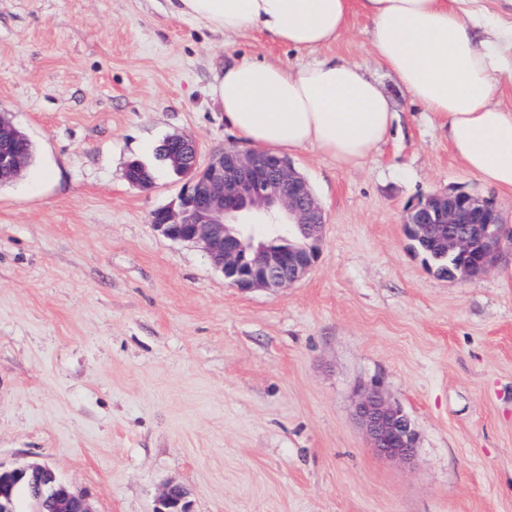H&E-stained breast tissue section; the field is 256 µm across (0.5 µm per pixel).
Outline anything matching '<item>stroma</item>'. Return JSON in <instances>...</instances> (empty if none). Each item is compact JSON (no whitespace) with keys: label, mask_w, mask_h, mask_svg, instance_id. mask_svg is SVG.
I'll return each instance as SVG.
<instances>
[{"label":"stroma","mask_w":512,"mask_h":512,"mask_svg":"<svg viewBox=\"0 0 512 512\" xmlns=\"http://www.w3.org/2000/svg\"><path fill=\"white\" fill-rule=\"evenodd\" d=\"M353 13L326 47L221 35L166 0H0V113L34 143L0 186V465L46 463L94 512H153L170 482L192 512H512V258L439 277L403 218L449 188L493 198L370 52ZM357 63L390 96L393 133L361 166L291 153L327 214L317 266L242 294L152 212L183 179L156 158L191 137L199 163L243 141L211 86L236 55ZM153 173L132 187L131 160ZM379 384L418 433L380 457L353 414Z\"/></svg>","instance_id":"1"}]
</instances>
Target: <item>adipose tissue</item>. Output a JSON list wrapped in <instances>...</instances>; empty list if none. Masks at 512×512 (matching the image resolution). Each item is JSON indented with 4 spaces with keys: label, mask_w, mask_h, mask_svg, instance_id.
<instances>
[{
    "label": "adipose tissue",
    "mask_w": 512,
    "mask_h": 512,
    "mask_svg": "<svg viewBox=\"0 0 512 512\" xmlns=\"http://www.w3.org/2000/svg\"><path fill=\"white\" fill-rule=\"evenodd\" d=\"M171 14L214 33L258 31L298 51L336 41L352 11L372 23L371 50L425 111L448 125V143L485 183L512 189V112L497 103L512 72L511 27H493L467 0H166ZM213 95L224 122L255 148L314 147L360 166L390 137V98L359 64L335 57L297 67L237 58Z\"/></svg>",
    "instance_id": "adipose-tissue-1"
}]
</instances>
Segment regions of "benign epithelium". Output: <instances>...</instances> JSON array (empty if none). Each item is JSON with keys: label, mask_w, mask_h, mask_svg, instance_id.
<instances>
[{"label": "benign epithelium", "mask_w": 512, "mask_h": 512, "mask_svg": "<svg viewBox=\"0 0 512 512\" xmlns=\"http://www.w3.org/2000/svg\"><path fill=\"white\" fill-rule=\"evenodd\" d=\"M170 143L173 148L161 160L184 172L186 185L177 206L151 214L156 231L202 248L226 284L242 293L284 289L308 275L320 257L326 216L307 179L288 160L258 149L229 147L201 166L192 138L175 135ZM27 167L25 137L10 121L1 120L0 181L17 177ZM404 224L406 230L423 234L434 224L448 225L435 250L448 258L473 255L468 279L481 277L505 251H512V244L506 243L512 226L500 208L466 191L449 189L419 199L407 209ZM257 226L295 231L309 246L272 250L255 240ZM354 414L380 456L402 463L414 460L418 434L412 421L379 387L359 395ZM21 482L47 512H93L83 493L44 464L0 468V512H16L13 489ZM154 512H192L189 490L179 483L166 484Z\"/></svg>", "instance_id": "benign-epithelium-1"}]
</instances>
